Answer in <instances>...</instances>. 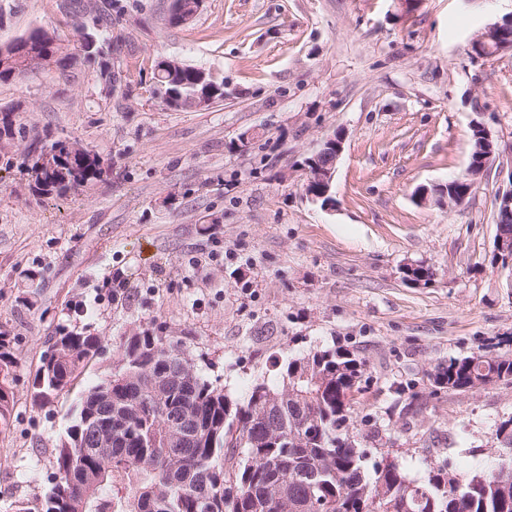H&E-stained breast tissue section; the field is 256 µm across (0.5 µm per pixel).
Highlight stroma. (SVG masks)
Returning a JSON list of instances; mask_svg holds the SVG:
<instances>
[{
    "mask_svg": "<svg viewBox=\"0 0 512 512\" xmlns=\"http://www.w3.org/2000/svg\"><path fill=\"white\" fill-rule=\"evenodd\" d=\"M0 0V44L42 27L74 41L111 14L112 79L81 64L0 83L25 132L0 141V328L17 365L0 430V512L37 507L83 391L112 371L122 337L159 327L233 398L276 384L280 364L342 346L366 362L349 429L410 478L470 475L498 461L512 380L435 388L438 363L512 357V285L496 266L494 199L512 182V51L471 42L512 19V0ZM211 71L224 97L176 110L152 92L158 59ZM111 94H104V84ZM482 124L496 161L461 205L418 204L463 171ZM342 132L333 206L303 163ZM76 141L103 181L59 197L22 168L34 138ZM429 268L424 285L403 278ZM122 282L113 295L114 282ZM103 349L50 404L32 382L61 326Z\"/></svg>",
    "mask_w": 512,
    "mask_h": 512,
    "instance_id": "obj_1",
    "label": "stroma"
}]
</instances>
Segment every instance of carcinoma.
Listing matches in <instances>:
<instances>
[{
    "instance_id": "1",
    "label": "carcinoma",
    "mask_w": 512,
    "mask_h": 512,
    "mask_svg": "<svg viewBox=\"0 0 512 512\" xmlns=\"http://www.w3.org/2000/svg\"><path fill=\"white\" fill-rule=\"evenodd\" d=\"M47 65H104L112 44L97 30L77 31L74 51L45 29L0 46V82L34 71L20 50ZM157 86L182 98L181 110L224 98V82L181 65L156 73ZM23 165L37 190L64 195L99 180L101 158L66 141L33 143ZM102 348L97 336L60 327L33 382V400L50 402ZM16 359L0 329V429L13 399ZM364 360L334 347L282 366L276 385L255 384L243 401L205 380L178 345L146 329L125 339L110 375L80 398L73 424L55 448L50 486L37 512H512V452L470 477L437 468L424 483L401 460L367 469V450L346 433L361 392ZM433 383L478 390L512 380V357L473 354L437 366ZM112 447L98 448L99 432ZM512 449V417L495 433Z\"/></svg>"
}]
</instances>
